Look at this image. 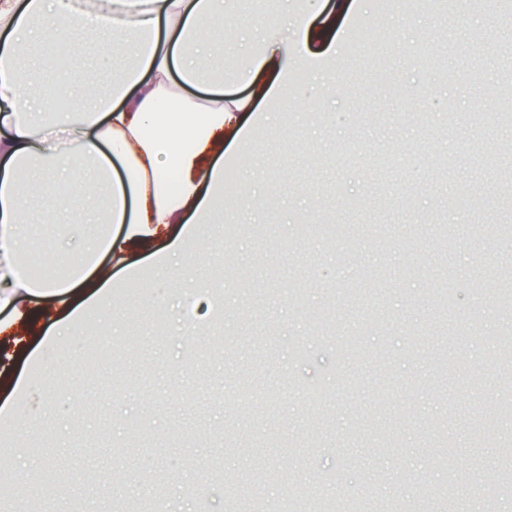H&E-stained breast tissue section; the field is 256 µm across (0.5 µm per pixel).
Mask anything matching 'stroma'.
<instances>
[{"mask_svg":"<svg viewBox=\"0 0 512 512\" xmlns=\"http://www.w3.org/2000/svg\"><path fill=\"white\" fill-rule=\"evenodd\" d=\"M309 0H236L233 37L207 61L228 93H243L240 31L276 24ZM355 60L340 58L339 93L295 70L292 104L261 123L225 161L235 189L222 221L200 225L174 276L134 249L139 272H117L107 298L73 291L80 313L65 335L38 322L23 342L0 343V471L10 473L0 512H122L130 496L165 512H285L296 476L313 491L338 488L336 512L377 490L392 512H441L421 485L448 481L433 448L448 426L476 465L449 502L465 512H512L498 495L500 433L477 439L481 406L512 379L496 352L512 314V126L476 127L472 116L512 104V15L486 0H457L436 18L428 0L382 11L367 0L337 22ZM76 68L96 81L133 65L137 37L105 51L83 36ZM454 79L438 73V66ZM476 147L460 151L458 144ZM100 208L87 203L77 229L48 223L38 199L26 220L34 245L85 240ZM450 287L440 315L434 298ZM204 300L183 335L186 299ZM457 369L444 373V365ZM266 389L269 402L230 393ZM327 400L308 405V392ZM160 471L141 483L143 461Z\"/></svg>","mask_w":512,"mask_h":512,"instance_id":"1","label":"stroma"}]
</instances>
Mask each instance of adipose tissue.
I'll return each instance as SVG.
<instances>
[{
    "label": "adipose tissue",
    "mask_w": 512,
    "mask_h": 512,
    "mask_svg": "<svg viewBox=\"0 0 512 512\" xmlns=\"http://www.w3.org/2000/svg\"><path fill=\"white\" fill-rule=\"evenodd\" d=\"M233 4L98 0L112 21L101 30L76 0H0V337L64 306L70 289L106 296L111 264L123 262L127 243L170 237L152 265L179 263L199 225L220 221L214 203L224 192L225 148L251 139L262 118L255 101L282 97L289 59L335 56L336 19L352 8V0H331L326 13L298 12L290 26L263 32L242 72L249 95H225L216 82L207 103H195L186 91L202 86L203 57L228 40L224 18ZM63 31L77 53L83 33L99 32L111 44L135 32L138 61L107 98L78 74L60 81L70 112L57 119L53 96L32 98L14 62L32 38L49 43ZM79 169L85 176L70 196H58L54 183ZM96 187L104 188L107 219L122 234L62 246L58 275L35 277L22 259L32 250L22 220L27 199L39 192L50 216L70 219Z\"/></svg>",
    "instance_id": "ef3b65f1"
}]
</instances>
